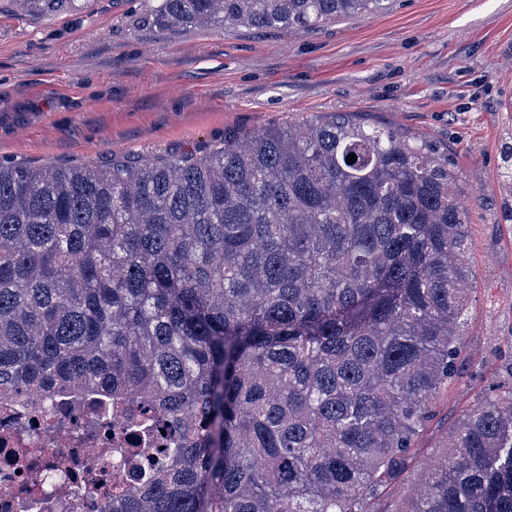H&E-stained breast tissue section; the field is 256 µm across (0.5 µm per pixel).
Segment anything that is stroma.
Returning <instances> with one entry per match:
<instances>
[{
    "mask_svg": "<svg viewBox=\"0 0 512 512\" xmlns=\"http://www.w3.org/2000/svg\"><path fill=\"white\" fill-rule=\"evenodd\" d=\"M0 0V161L62 168L199 153L229 131L347 112L422 136L474 191L476 274L460 382L423 447L442 444L498 370L512 330V0H384L378 14L288 31L159 27L158 0H77L25 16Z\"/></svg>",
    "mask_w": 512,
    "mask_h": 512,
    "instance_id": "1",
    "label": "stroma"
}]
</instances>
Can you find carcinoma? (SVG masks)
<instances>
[{
	"label": "carcinoma",
	"instance_id": "obj_1",
	"mask_svg": "<svg viewBox=\"0 0 512 512\" xmlns=\"http://www.w3.org/2000/svg\"><path fill=\"white\" fill-rule=\"evenodd\" d=\"M381 2L155 20L307 30ZM466 193L426 140L344 113L141 166L0 162V398L134 404L166 432L125 449L149 476L103 512H512V336L445 448L419 447L467 350Z\"/></svg>",
	"mask_w": 512,
	"mask_h": 512
}]
</instances>
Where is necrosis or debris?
<instances>
[{
  "instance_id": "obj_1",
  "label": "necrosis or debris",
  "mask_w": 512,
  "mask_h": 512,
  "mask_svg": "<svg viewBox=\"0 0 512 512\" xmlns=\"http://www.w3.org/2000/svg\"><path fill=\"white\" fill-rule=\"evenodd\" d=\"M137 430H116L111 415L91 404H75L57 395L0 404V512H100L103 494L118 479L148 471L138 458L108 456L91 460L89 448L141 447ZM25 449L29 465L55 473L49 486H32L28 471L19 470L16 449ZM96 484L98 491L71 502L66 492Z\"/></svg>"
}]
</instances>
